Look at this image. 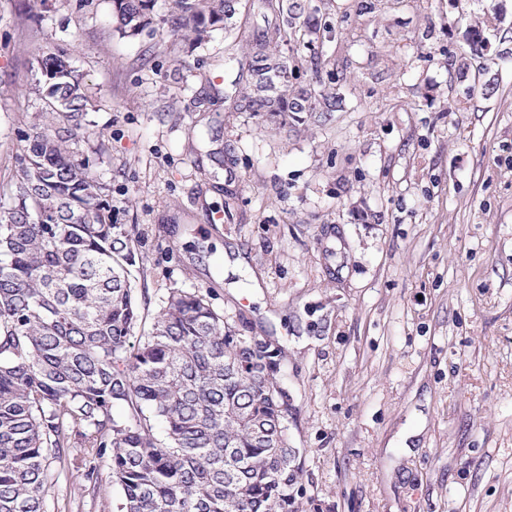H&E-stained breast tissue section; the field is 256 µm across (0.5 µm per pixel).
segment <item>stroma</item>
<instances>
[{
  "label": "stroma",
  "instance_id": "obj_1",
  "mask_svg": "<svg viewBox=\"0 0 512 512\" xmlns=\"http://www.w3.org/2000/svg\"><path fill=\"white\" fill-rule=\"evenodd\" d=\"M243 2L195 47L161 2L129 39L112 0H0V180L65 51L105 144L70 148L135 228L144 319L198 291L281 348L297 512H512V0H310L321 62L289 49L336 110L284 129L223 101L262 23ZM97 472L53 463L44 512H119Z\"/></svg>",
  "mask_w": 512,
  "mask_h": 512
}]
</instances>
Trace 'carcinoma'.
Returning <instances> with one entry per match:
<instances>
[{
    "mask_svg": "<svg viewBox=\"0 0 512 512\" xmlns=\"http://www.w3.org/2000/svg\"><path fill=\"white\" fill-rule=\"evenodd\" d=\"M155 0H112L116 30H154ZM241 0H170L172 31L207 43ZM264 26L224 91L234 112L280 128L336 111L278 67L306 0H255ZM46 128L20 139L0 182V512H43L51 460L76 444L89 482L111 461L121 512H294L300 452L288 447L281 350L239 336L198 291L140 313L133 230L112 222L89 161L69 149L92 104L66 53L38 60ZM122 410L119 415L116 410Z\"/></svg>",
    "mask_w": 512,
    "mask_h": 512,
    "instance_id": "1",
    "label": "carcinoma"
}]
</instances>
